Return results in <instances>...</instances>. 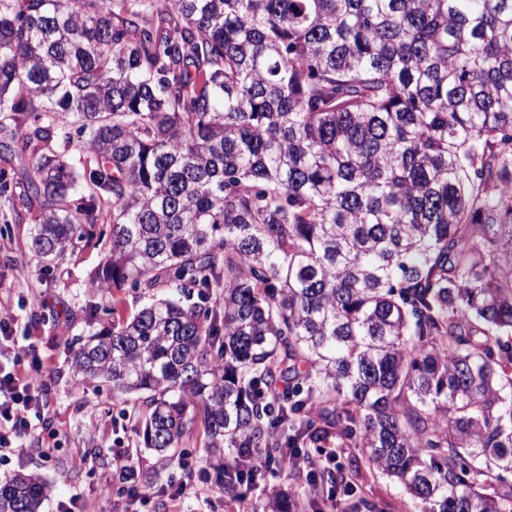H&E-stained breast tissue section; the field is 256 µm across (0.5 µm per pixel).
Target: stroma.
Instances as JSON below:
<instances>
[{"instance_id":"1","label":"stroma","mask_w":512,"mask_h":512,"mask_svg":"<svg viewBox=\"0 0 512 512\" xmlns=\"http://www.w3.org/2000/svg\"><path fill=\"white\" fill-rule=\"evenodd\" d=\"M6 213L0 206V227L10 228L0 238V310L10 311L20 345L34 350L42 364L43 417L38 433L25 441L26 454L13 458L9 466L0 469V475H39L50 488L42 512H54L58 501L75 494L81 496L87 512H123L124 502L100 493L101 485L112 477L113 449L131 450L139 483L149 488L155 484L157 457L138 449L135 420L123 416L122 403L112 398L111 384L95 380L75 389L68 353L70 344L86 335L91 326H107L112 321L105 312L112 304L111 294L90 286L105 250L99 245L75 244L62 261L43 271L31 250L32 224L26 220L6 223ZM45 430L59 441L58 450L49 457L40 441ZM338 466L356 486L351 512H370L374 504L381 512H422L419 501L365 459L353 463L344 453ZM303 490L302 479L289 471L270 473L248 491L247 507L255 512L269 496L290 492L298 497L294 512H316L317 497H304Z\"/></svg>"}]
</instances>
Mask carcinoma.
Here are the masks:
<instances>
[{
	"label": "carcinoma",
	"instance_id": "carcinoma-1",
	"mask_svg": "<svg viewBox=\"0 0 512 512\" xmlns=\"http://www.w3.org/2000/svg\"><path fill=\"white\" fill-rule=\"evenodd\" d=\"M0 154L45 271L108 245L72 367L155 478L193 443L236 497L226 457L337 436L423 512H512V0H0ZM65 158L73 167L74 173L77 178V193L78 195H89L95 189L90 183L88 171L86 166V157L84 153H79L74 149V145L65 152Z\"/></svg>",
	"mask_w": 512,
	"mask_h": 512
}]
</instances>
